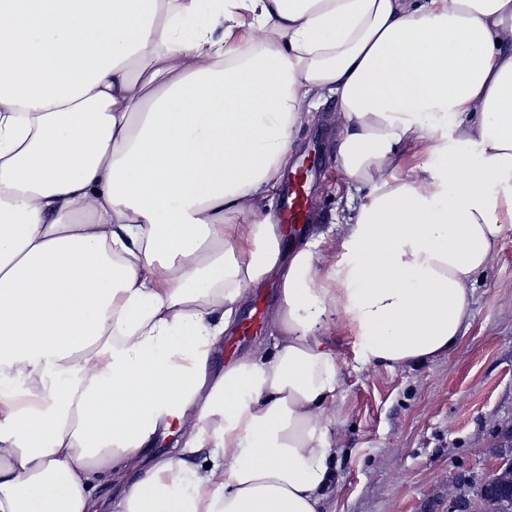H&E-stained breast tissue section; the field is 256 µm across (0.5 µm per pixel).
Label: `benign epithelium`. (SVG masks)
Listing matches in <instances>:
<instances>
[{"label":"benign epithelium","mask_w":512,"mask_h":512,"mask_svg":"<svg viewBox=\"0 0 512 512\" xmlns=\"http://www.w3.org/2000/svg\"><path fill=\"white\" fill-rule=\"evenodd\" d=\"M512 496V460L508 449H493L490 471L476 489L458 483L448 498V512H497L498 504Z\"/></svg>","instance_id":"obj_1"}]
</instances>
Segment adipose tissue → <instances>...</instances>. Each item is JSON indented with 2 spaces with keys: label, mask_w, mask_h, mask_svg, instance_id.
Listing matches in <instances>:
<instances>
[{
  "label": "adipose tissue",
  "mask_w": 512,
  "mask_h": 512,
  "mask_svg": "<svg viewBox=\"0 0 512 512\" xmlns=\"http://www.w3.org/2000/svg\"><path fill=\"white\" fill-rule=\"evenodd\" d=\"M331 101L365 197L284 267L254 202ZM511 232L512 0H0V512H319L336 335L448 352ZM276 269L270 342L214 371Z\"/></svg>",
  "instance_id": "obj_1"
}]
</instances>
